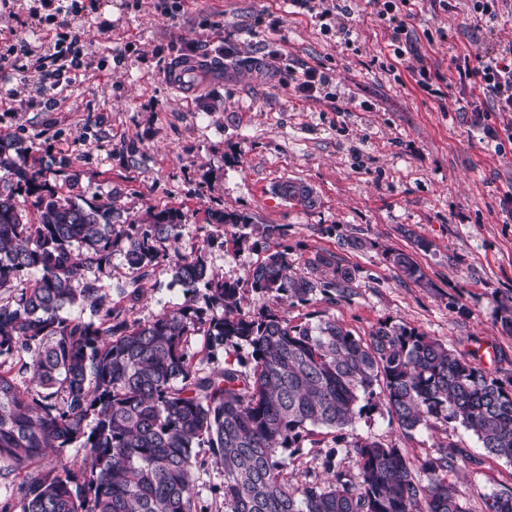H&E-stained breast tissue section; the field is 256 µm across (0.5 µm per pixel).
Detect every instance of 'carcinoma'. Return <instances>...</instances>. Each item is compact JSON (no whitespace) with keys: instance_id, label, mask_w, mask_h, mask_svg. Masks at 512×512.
I'll use <instances>...</instances> for the list:
<instances>
[{"instance_id":"obj_1","label":"carcinoma","mask_w":512,"mask_h":512,"mask_svg":"<svg viewBox=\"0 0 512 512\" xmlns=\"http://www.w3.org/2000/svg\"><path fill=\"white\" fill-rule=\"evenodd\" d=\"M28 150L0 133V476L29 469L49 448L79 441L87 454L30 474L20 512H468L448 482L465 450L441 446L415 463L394 445L350 436L362 398H379L407 435L455 422L512 462V379L407 325L383 321L357 336L335 320H288L282 304L352 292L351 271L332 257L311 262L333 268L323 281L289 274L286 247L266 253L248 281L271 304L246 314L239 282L176 248L182 212L139 218L108 196L86 200L19 162ZM277 193L315 202L302 182L284 181ZM210 219L249 226L224 211ZM117 256L131 273L122 298L138 299L141 279L162 265L189 297L150 321L130 319L100 285ZM384 259L409 281L425 279L409 253L387 250ZM73 307L93 319L68 316ZM192 336L212 351L248 345L251 368L228 359L199 367ZM322 429L332 435L322 462L329 478L301 482L283 453L321 447ZM342 451L356 458L355 480L337 466ZM211 462L224 471L222 509L194 493ZM482 512H512V493L484 497Z\"/></svg>"}]
</instances>
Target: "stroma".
Here are the masks:
<instances>
[{
  "label": "stroma",
  "instance_id": "35a3bbf8",
  "mask_svg": "<svg viewBox=\"0 0 512 512\" xmlns=\"http://www.w3.org/2000/svg\"><path fill=\"white\" fill-rule=\"evenodd\" d=\"M57 5L41 0L34 26L28 0H0V53L24 42L47 53ZM350 5L345 40L289 0H74L81 40L72 83L50 108L25 105L37 79L23 75L27 59L17 56L0 77V131L30 146L28 165L84 198L111 196L137 216L184 212L179 251H202L210 268L242 282L243 310L268 302L246 283L265 250L287 248L292 272L304 276L316 254H331L352 272L351 295H314L287 308L292 322L330 318L360 336L381 321L415 327L510 379L512 335L500 304L512 299V141L499 114L457 112L453 102L455 58L511 45L512 13L490 28L477 25L470 0L450 12L416 0L410 38L395 48L366 0ZM182 56L212 58L222 72L181 97L161 73ZM392 62L397 71H388ZM423 65L435 74L430 93L413 76ZM310 67L330 78L314 100L295 90ZM286 180L312 188L314 206L278 195ZM214 210L245 216L247 230L211 224ZM268 224L280 236L261 237ZM354 238L364 248L350 247ZM387 249L412 253L424 282L400 277ZM184 299L161 267L142 280L129 316L147 322ZM354 431L414 462L441 445L463 448L471 460L448 480L468 512H479L484 495L512 491V463L458 424L407 436L376 405Z\"/></svg>",
  "mask_w": 512,
  "mask_h": 512
}]
</instances>
